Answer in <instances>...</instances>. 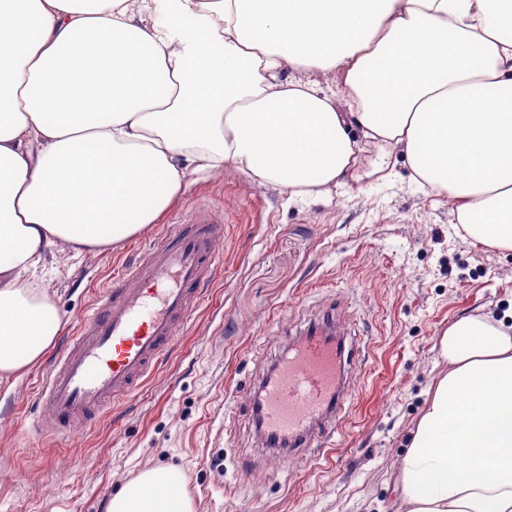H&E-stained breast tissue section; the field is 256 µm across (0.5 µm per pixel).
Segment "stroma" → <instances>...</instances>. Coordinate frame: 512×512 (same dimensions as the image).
Returning <instances> with one entry per match:
<instances>
[{"label":"stroma","instance_id":"1","mask_svg":"<svg viewBox=\"0 0 512 512\" xmlns=\"http://www.w3.org/2000/svg\"><path fill=\"white\" fill-rule=\"evenodd\" d=\"M362 153L328 194L288 201L232 168L189 171L160 223L113 249L47 257L35 273L63 336L121 263L207 204L224 214L221 261L198 315L146 383L66 439L41 436L47 364L0 383V512H108L147 468L184 476L196 512H398L394 478L427 393L444 371L437 341L457 316L512 312V253L456 233L447 202L420 191L402 158L391 175ZM334 310L361 360L328 448L288 457L250 420L263 371L313 315Z\"/></svg>","mask_w":512,"mask_h":512}]
</instances>
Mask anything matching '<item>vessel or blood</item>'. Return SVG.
Returning a JSON list of instances; mask_svg holds the SVG:
<instances>
[{
	"instance_id": "b4317fda",
	"label": "vessel or blood",
	"mask_w": 512,
	"mask_h": 512,
	"mask_svg": "<svg viewBox=\"0 0 512 512\" xmlns=\"http://www.w3.org/2000/svg\"><path fill=\"white\" fill-rule=\"evenodd\" d=\"M221 215L198 207L100 290L63 344L41 391L40 434L65 438L95 425L113 402L140 389L180 328L190 324L219 259ZM345 344L334 314L309 323L260 383L250 418L263 447L322 446L348 400Z\"/></svg>"
}]
</instances>
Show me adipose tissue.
Returning a JSON list of instances; mask_svg holds the SVG:
<instances>
[{
    "mask_svg": "<svg viewBox=\"0 0 512 512\" xmlns=\"http://www.w3.org/2000/svg\"><path fill=\"white\" fill-rule=\"evenodd\" d=\"M337 71L342 94L291 70ZM402 156L462 241L512 251V0H0V382L63 321L28 278L157 223L190 167L289 198ZM397 474L400 512H512V324L455 319ZM109 512H194L148 468Z\"/></svg>",
    "mask_w": 512,
    "mask_h": 512,
    "instance_id": "adipose-tissue-1",
    "label": "adipose tissue"
}]
</instances>
